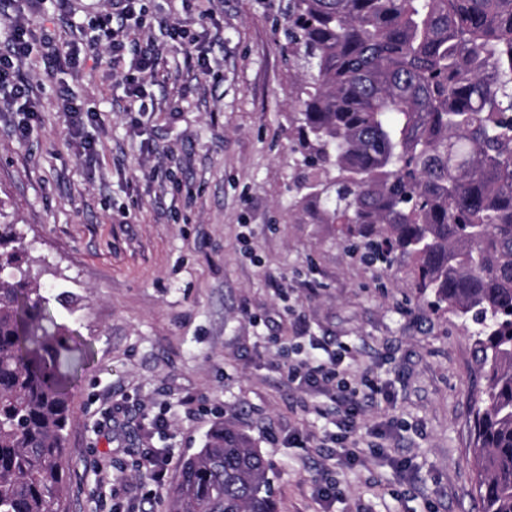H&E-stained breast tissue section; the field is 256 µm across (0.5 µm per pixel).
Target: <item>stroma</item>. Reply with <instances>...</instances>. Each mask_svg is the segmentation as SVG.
I'll list each match as a JSON object with an SVG mask.
<instances>
[{
	"label": "stroma",
	"mask_w": 512,
	"mask_h": 512,
	"mask_svg": "<svg viewBox=\"0 0 512 512\" xmlns=\"http://www.w3.org/2000/svg\"><path fill=\"white\" fill-rule=\"evenodd\" d=\"M280 5L211 0L203 20L197 0H143L142 37L164 55L144 86L158 109L138 115L110 50L86 47L104 0H0V27L32 30L20 69L37 110L19 138V103L0 95V211L29 246L45 327L73 331L91 353L70 395L63 512H165L183 457L227 418L261 450L277 512H320L327 476L340 489L332 512H480L470 421L485 382L468 331L428 307L406 265L361 260L335 225L294 205L298 76ZM172 19L205 49L209 75L168 45ZM48 40L70 44L79 67L57 64ZM67 89L94 112L78 136ZM313 336L347 345L353 374L388 387L385 411L354 433L361 466L293 441L327 425L277 372ZM379 425L405 468L374 453ZM157 448L167 478L147 500L140 464Z\"/></svg>",
	"instance_id": "1"
}]
</instances>
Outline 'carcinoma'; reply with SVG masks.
Masks as SVG:
<instances>
[{"label":"carcinoma","mask_w":512,"mask_h":512,"mask_svg":"<svg viewBox=\"0 0 512 512\" xmlns=\"http://www.w3.org/2000/svg\"><path fill=\"white\" fill-rule=\"evenodd\" d=\"M302 200L320 224L472 323L484 512H512V0H286ZM0 224V512H60L69 390L88 360L39 324L41 285ZM166 512H276L266 462L224 423Z\"/></svg>","instance_id":"carcinoma-1"}]
</instances>
